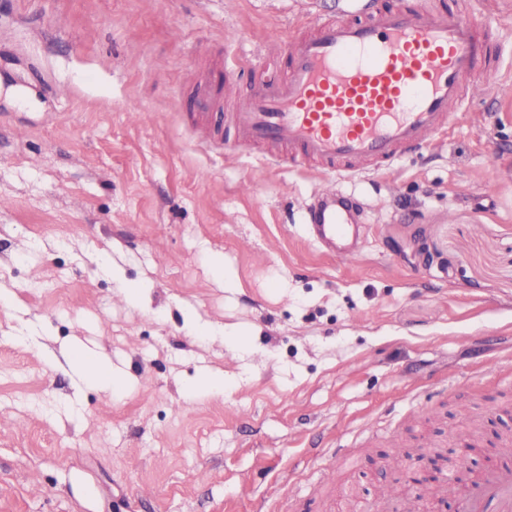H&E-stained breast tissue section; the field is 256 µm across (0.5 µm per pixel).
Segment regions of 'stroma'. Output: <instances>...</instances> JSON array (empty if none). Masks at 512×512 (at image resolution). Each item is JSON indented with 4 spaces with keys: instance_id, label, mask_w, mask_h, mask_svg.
I'll return each instance as SVG.
<instances>
[{
    "instance_id": "1",
    "label": "stroma",
    "mask_w": 512,
    "mask_h": 512,
    "mask_svg": "<svg viewBox=\"0 0 512 512\" xmlns=\"http://www.w3.org/2000/svg\"><path fill=\"white\" fill-rule=\"evenodd\" d=\"M343 7L0 0V512H351L474 420L480 469L512 467V375L484 373L512 362V56L432 146L339 182L356 265L307 229L323 174L200 102ZM77 341L114 391L61 365Z\"/></svg>"
}]
</instances>
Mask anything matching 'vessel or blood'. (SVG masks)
Segmentation results:
<instances>
[{
	"instance_id": "1",
	"label": "vessel or blood",
	"mask_w": 512,
	"mask_h": 512,
	"mask_svg": "<svg viewBox=\"0 0 512 512\" xmlns=\"http://www.w3.org/2000/svg\"><path fill=\"white\" fill-rule=\"evenodd\" d=\"M282 77L242 93L236 67L224 69L216 97L231 107L237 142L281 148L282 161L322 170L331 180L311 207L316 240L339 258L358 222L339 204L333 180L391 168L447 133L465 104L500 62V36L487 23L442 0H346L341 15L272 39ZM450 494L457 512H512V469L492 468L469 484L430 488Z\"/></svg>"
}]
</instances>
